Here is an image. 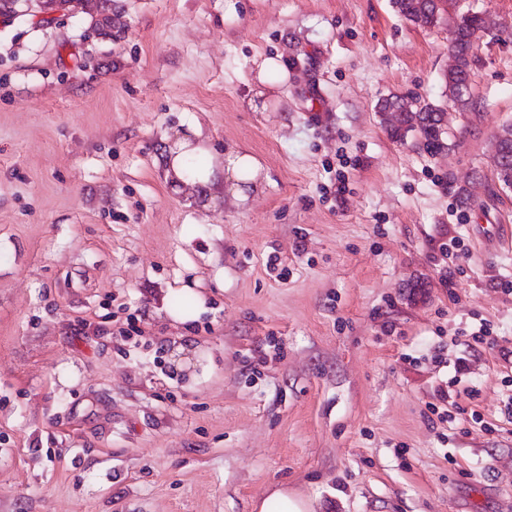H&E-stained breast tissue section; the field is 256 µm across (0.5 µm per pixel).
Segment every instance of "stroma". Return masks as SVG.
Here are the masks:
<instances>
[{
    "mask_svg": "<svg viewBox=\"0 0 512 512\" xmlns=\"http://www.w3.org/2000/svg\"><path fill=\"white\" fill-rule=\"evenodd\" d=\"M454 3L499 25L464 111L452 17L391 0H112V38L80 14L0 29V512H252L273 484L316 512H512V363L463 337L512 349V0ZM276 56L287 83L259 84ZM393 95L444 105L445 151L389 135ZM196 125L215 166L259 160L248 202L167 179ZM460 358L462 412L434 421ZM392 7L406 20L428 27L436 24L441 9L436 10L434 0H392ZM501 137L500 146L506 148V151L502 152L500 171L498 172V178L501 180V176H506L504 181H511L512 179V126H503L497 137ZM471 339L478 344L485 345L487 348L494 350L498 347L497 339L492 336L490 328L486 323H481L478 330L469 334ZM498 355L506 363L512 362V350L505 347H498Z\"/></svg>",
    "mask_w": 512,
    "mask_h": 512,
    "instance_id": "stroma-1",
    "label": "stroma"
}]
</instances>
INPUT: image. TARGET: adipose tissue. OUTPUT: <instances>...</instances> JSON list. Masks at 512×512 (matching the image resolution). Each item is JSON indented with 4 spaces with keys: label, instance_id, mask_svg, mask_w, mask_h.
Instances as JSON below:
<instances>
[{
    "label": "adipose tissue",
    "instance_id": "obj_1",
    "mask_svg": "<svg viewBox=\"0 0 512 512\" xmlns=\"http://www.w3.org/2000/svg\"><path fill=\"white\" fill-rule=\"evenodd\" d=\"M201 151V146L194 144L191 139H178L168 159L169 172L174 181L197 182L207 189L220 182L235 201H247L250 192L256 189L262 172V166L255 156L248 152L231 151L224 155L223 170H215L209 164L190 169L186 164L187 158Z\"/></svg>",
    "mask_w": 512,
    "mask_h": 512
}]
</instances>
